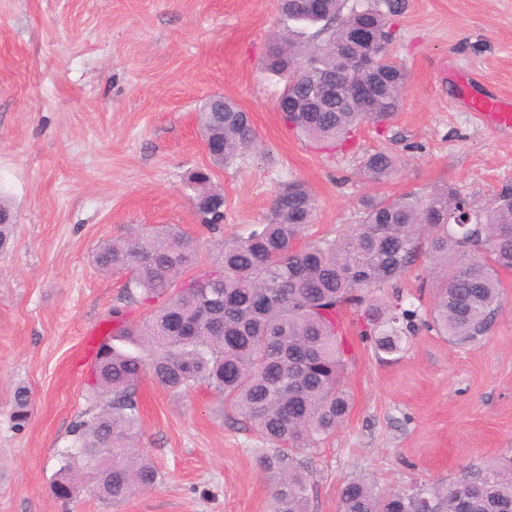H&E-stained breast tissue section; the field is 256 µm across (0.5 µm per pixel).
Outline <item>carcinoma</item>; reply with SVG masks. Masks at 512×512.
I'll list each match as a JSON object with an SVG mask.
<instances>
[{
	"mask_svg": "<svg viewBox=\"0 0 512 512\" xmlns=\"http://www.w3.org/2000/svg\"><path fill=\"white\" fill-rule=\"evenodd\" d=\"M309 0H279L282 28L265 69L285 78L280 112L297 135L331 146L362 124L386 127L403 103L407 69L390 52L395 17L406 0H369L342 14V0H326L316 13ZM372 26L374 43L354 42L351 30ZM312 28V41L298 40ZM386 59L373 110L360 98L336 95L315 110L309 100L324 76L336 86L364 79L336 66V50ZM201 126L210 165L186 176L183 190L200 223H224V194L213 183L212 168L232 165L256 150L251 120L235 101L209 96ZM401 160L378 150L362 157L359 173L386 185ZM315 198L293 182L272 201L266 223L248 236L224 242L220 262L195 276L198 239L171 226L144 227L98 247L95 263L105 273L129 272L123 300L146 303L140 322L120 328L99 345L91 386L93 409L73 424V451L64 455L53 483L57 499H72L88 475L101 470L114 449L112 480L90 493L110 505L137 489L159 484V471L134 451L140 430L138 382L148 372L164 389L180 395L199 385L224 397L271 447L262 463L271 481L272 512H309L308 474L298 454L317 447L336 431L351 409L345 389L346 353L339 336L340 313H360V336L382 359L403 352L417 330L418 309L404 306L393 292L369 300L373 288L395 284L426 248L430 260L433 308L424 326L454 343L485 335L502 301L500 273L512 272V183L483 203L445 186L421 198L367 196L360 223L328 238L299 242L311 223ZM13 228L10 205L0 198V248ZM15 426L30 417V394L14 393ZM512 502V458L466 471L458 480L416 485L391 492L354 477L340 494L339 512H502Z\"/></svg>",
	"mask_w": 512,
	"mask_h": 512,
	"instance_id": "cac0c4a2",
	"label": "carcinoma"
}]
</instances>
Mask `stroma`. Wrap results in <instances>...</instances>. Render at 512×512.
Listing matches in <instances>:
<instances>
[{"label": "stroma", "instance_id": "obj_1", "mask_svg": "<svg viewBox=\"0 0 512 512\" xmlns=\"http://www.w3.org/2000/svg\"><path fill=\"white\" fill-rule=\"evenodd\" d=\"M280 27L278 0H0V196L14 233L0 252V512H270L264 443L201 385L175 396L151 375L138 384V448L157 488L117 506L86 492L51 493L73 423L92 405L87 330L117 328L112 307L127 273H103L96 247L144 225H173L215 265L222 240L263 223L277 192L304 183L316 200L308 239L359 221L366 195L426 194L452 185L488 199L512 180V134L483 125L455 99L451 71L478 92L512 100V0H407L391 51L408 71L403 108L355 150L327 159L282 119L283 78L264 68ZM249 113L258 150L215 169L224 222L199 223L181 192L209 162L200 128L206 97ZM388 149L402 162L389 184L358 173V156ZM488 333L456 344L419 328L381 360L341 314L352 408L302 455L309 512H339L354 477L377 489L447 483L512 454V273ZM29 388L31 417L12 420L13 390Z\"/></svg>", "mask_w": 512, "mask_h": 512}]
</instances>
